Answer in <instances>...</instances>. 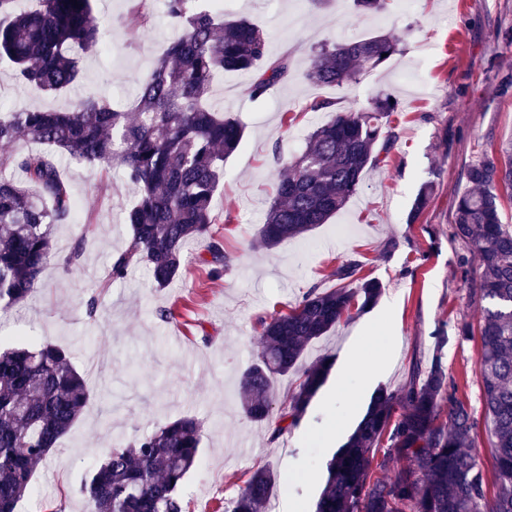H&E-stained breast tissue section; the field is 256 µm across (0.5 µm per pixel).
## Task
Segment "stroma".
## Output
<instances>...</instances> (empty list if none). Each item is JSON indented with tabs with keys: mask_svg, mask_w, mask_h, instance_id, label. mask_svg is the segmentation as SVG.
Listing matches in <instances>:
<instances>
[{
	"mask_svg": "<svg viewBox=\"0 0 512 512\" xmlns=\"http://www.w3.org/2000/svg\"><path fill=\"white\" fill-rule=\"evenodd\" d=\"M134 0H94L107 21L102 50L83 58L81 85L47 95L18 85L0 63V108H69L95 93L126 109L138 81L180 34L163 0H147L146 19L117 25ZM229 14L257 25L270 56H288L287 81L260 100L246 80L224 73L211 100L245 128L243 142L224 162V185L213 199L217 239L231 259L224 275L209 277L210 255L189 241L182 275L154 288L141 267L114 283L95 317L86 302L129 230L121 217L135 191L121 168L109 172L61 158L77 200L74 223L56 225L53 249L67 254L83 241L78 268L49 264L42 286L10 313H0V346L49 343L70 351L93 396L82 417L40 464L33 489L16 512H87L78 486L117 440L151 432L167 420L192 416L202 424V455L181 487L186 512H224L251 473L276 477L267 512L301 504L314 512L327 461L353 432L375 392L405 386L413 364L441 360L459 396L479 417L477 450L492 472L491 443L477 383L479 341L459 337L461 321L478 323L481 306L469 294L476 279L471 247L452 237L455 204L467 167L497 155L512 141V0H392L387 13L359 15L353 0H230ZM385 33L400 52L360 82L317 86L304 73L314 49ZM400 103L396 140L385 163L371 169L346 208L303 237L266 250L258 232L284 164L307 136L335 113L357 111L379 94ZM335 106L309 111L316 100ZM434 192L418 219L410 214L425 182ZM360 262L361 276L381 281L377 302L312 341L305 365L339 363L357 326L378 342L365 350L378 376L356 374L337 385L328 374L297 427L273 436L274 422L243 416L239 378L256 351L261 323L287 312L312 287H337L334 270Z\"/></svg>",
	"mask_w": 512,
	"mask_h": 512,
	"instance_id": "35a3bbf8",
	"label": "stroma"
}]
</instances>
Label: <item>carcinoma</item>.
Wrapping results in <instances>:
<instances>
[{
  "instance_id": "obj_1",
  "label": "carcinoma",
  "mask_w": 512,
  "mask_h": 512,
  "mask_svg": "<svg viewBox=\"0 0 512 512\" xmlns=\"http://www.w3.org/2000/svg\"><path fill=\"white\" fill-rule=\"evenodd\" d=\"M170 22L182 30L140 80L131 111L89 95L63 111L22 107L0 110V146L34 140L41 153H0V312L24 302L40 286L55 258L51 231L74 214L70 184L54 152L104 171L117 165L137 190L124 213L125 249L113 254L87 302L97 310L112 284L140 266L164 288L181 275L191 239L208 238L209 275L229 266L211 230L213 197L224 179V159L239 147L244 127L209 104L213 81L225 71L250 78L252 99L263 98L288 76V58L268 53L263 31L245 18L200 8L196 0H165ZM102 44L93 0H38L21 8L0 0V60L15 79L54 95L82 75L84 54ZM398 52V40L373 34L323 44L305 74L314 85H340L377 70ZM398 103L377 98L355 113H338L307 137L305 148L275 184V197L259 231L272 249L298 238L342 211L366 171L390 151L388 126ZM12 169L16 181L4 176ZM468 189L458 197L452 236L472 246L479 274L470 296L484 304L478 328L479 385L493 438L494 475L488 482L472 451L477 422L458 396V384L440 359L427 371L413 367L397 392L379 390L345 444L327 463L315 512H512V229L501 222L497 187L512 190V142L500 156H483L466 170ZM359 264L334 271L339 287L311 289L288 313L262 322L261 349L239 386L243 413L269 420L272 380L298 368L309 343L349 315L373 305L379 281L359 278ZM330 364L304 369L271 437L298 425ZM91 399L84 375L66 351L52 344L0 349V512H15L32 488L39 463L78 421ZM386 444L373 471V450ZM201 425L191 416L170 420L108 449L85 476L79 492L89 512H183L180 487L200 461ZM273 474L253 472L229 512H262Z\"/></svg>"
}]
</instances>
